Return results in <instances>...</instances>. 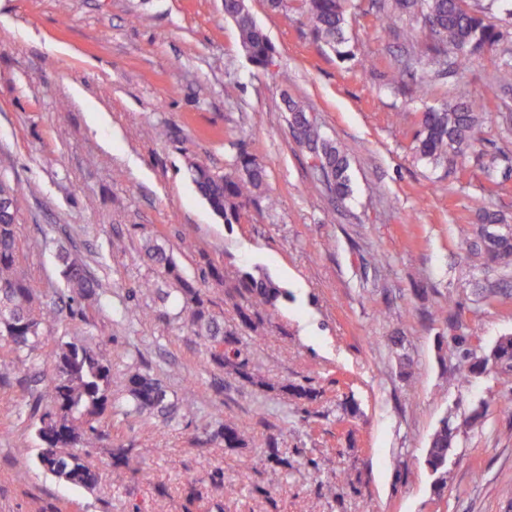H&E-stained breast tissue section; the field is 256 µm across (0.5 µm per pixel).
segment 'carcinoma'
I'll return each mask as SVG.
<instances>
[{"label": "carcinoma", "instance_id": "1", "mask_svg": "<svg viewBox=\"0 0 512 512\" xmlns=\"http://www.w3.org/2000/svg\"><path fill=\"white\" fill-rule=\"evenodd\" d=\"M305 16L314 40L342 60L354 57L346 37L348 13H374L396 38L407 43L405 55L390 66L387 81L419 101L417 130L413 152L417 160L434 167H451L470 151L478 140L483 117L475 103L463 96L448 99L441 82L450 68L459 67L485 48L502 40L503 33L492 24L482 0H304ZM224 15L236 25L238 42L246 57L258 68L268 69L274 48L240 0H224ZM489 80L502 87H512V51L495 64ZM284 110L296 143L322 166L318 181L338 200L351 195L350 161L336 142L326 137L313 123L305 106L286 96ZM483 171L493 177L512 159L496 150L483 154ZM189 174L197 192L211 210L228 225L237 224L247 208L275 206L276 201L262 195L267 171L256 159L241 149L224 173H216L203 164L190 165ZM466 256L474 259L482 273L479 297L492 304L512 295V225L493 209L482 210L481 223L459 225L456 229ZM15 211L0 212V336H5L18 353L31 355L42 337L51 331L66 313L83 315L82 301L92 298L98 281L79 261L61 256L62 278L69 292L65 307L37 302L34 284L17 265ZM145 254L158 275L178 285L177 291L190 297L194 308L187 311L184 323L194 334L206 337L212 346L225 345L214 357L234 373L250 382L240 351L231 348L233 340L224 332V321L205 307L199 289L186 280L170 254L160 245H149ZM202 280L212 279L232 290V296L246 299L238 308L241 322L250 326L273 305L279 295L278 285L270 278L245 277L237 271H224L209 264L201 271ZM448 332L452 333L457 363L448 372V384L459 385L485 373L496 364L499 372L512 375V336L500 338L489 352L477 353L472 337L462 330L457 307L448 299ZM54 367L47 380H38L41 388L26 405V413L37 419L36 434L41 442L39 463L59 479L80 487L97 483L96 473L87 465L89 449L101 438V418L108 408L111 370L103 356L79 341H60L50 353ZM128 401V411L168 414L174 405L167 391L152 375L133 370L121 383ZM483 416L476 410L464 418L443 417L433 432L427 450L426 465L444 486L448 479V449L457 438ZM218 436L224 447L237 448L242 442L239 426L231 421L221 424Z\"/></svg>", "mask_w": 512, "mask_h": 512}]
</instances>
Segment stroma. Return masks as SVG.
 <instances>
[{
    "label": "stroma",
    "instance_id": "stroma-1",
    "mask_svg": "<svg viewBox=\"0 0 512 512\" xmlns=\"http://www.w3.org/2000/svg\"><path fill=\"white\" fill-rule=\"evenodd\" d=\"M273 43L271 71L241 52L224 0H0V178L20 182L19 268L40 299L61 296L59 255L100 284L83 316L43 337L36 364L0 336V512H512V380L491 373L448 384L456 356L437 305L455 300L478 350L512 335V298L483 306L455 225L481 209L512 220V174L488 180L487 151H512L498 115L512 89L491 86L495 55L452 72L485 114L482 140L452 169L415 159L417 113L386 73L400 45L374 15L347 29L355 57L322 51L302 0L274 12L248 0ZM374 67L362 69L364 58ZM287 71L290 80L274 79ZM348 155L352 193L336 202L293 141L283 95ZM109 122L92 126L90 108ZM163 125L167 138L137 132ZM263 165L278 204L227 225L197 194L190 162L223 172L239 149ZM162 244L208 310L234 332L246 382L213 360L166 301L169 282L145 259ZM269 275L281 288L255 329L242 326L206 265ZM77 339L108 361L113 385L103 438L87 461L95 489L59 481L38 463L41 443L21 409L33 371ZM140 367L192 415L128 413L119 384ZM484 415L449 452L448 485L424 465L443 416ZM241 429L225 447L218 420ZM276 444L281 464L262 463ZM141 462L112 464L116 449Z\"/></svg>",
    "mask_w": 512,
    "mask_h": 512
}]
</instances>
